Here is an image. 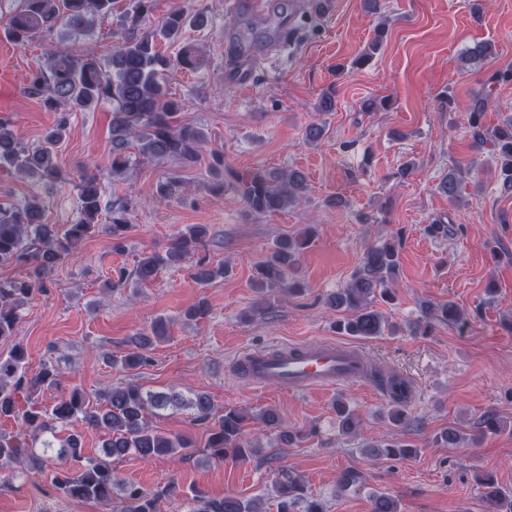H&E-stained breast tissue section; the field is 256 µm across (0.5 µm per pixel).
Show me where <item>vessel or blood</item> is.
Instances as JSON below:
<instances>
[{
	"mask_svg": "<svg viewBox=\"0 0 512 512\" xmlns=\"http://www.w3.org/2000/svg\"><path fill=\"white\" fill-rule=\"evenodd\" d=\"M365 363L361 350L328 341L252 352L241 357L237 365L253 385L273 378L284 389L303 393L363 379Z\"/></svg>",
	"mask_w": 512,
	"mask_h": 512,
	"instance_id": "vessel-or-blood-1",
	"label": "vessel or blood"
}]
</instances>
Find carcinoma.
Returning <instances> with one entry per match:
<instances>
[{"label": "carcinoma", "mask_w": 512, "mask_h": 512, "mask_svg": "<svg viewBox=\"0 0 512 512\" xmlns=\"http://www.w3.org/2000/svg\"><path fill=\"white\" fill-rule=\"evenodd\" d=\"M115 0H18L8 21L0 26V38L19 45H27L37 37L61 29L74 38L70 49L49 57L30 73L23 88L24 94L37 100L48 112L57 113L55 124L45 133L42 142L26 146L7 123L0 122V169L35 178L55 185L64 181L57 163V148L64 139L69 120L74 112H84L101 104L112 105V155L110 166L117 174L129 166L127 153L130 139L139 142L138 151L145 158H169L184 165L200 162L198 148L207 139L206 133L193 125L176 124L180 109L178 100L167 88L168 71L178 65L186 69L200 66L192 47H183L176 59L161 52L164 43L178 41L189 25L202 26L203 14H190L183 9L170 12L148 31H139V24L150 11L149 0H129L125 10L122 32L112 56L104 61L84 42L96 21L112 15ZM494 55L489 42L476 45L462 56V62ZM487 100L476 99L470 106L469 137L480 149L487 145L497 153L501 188L512 192V116L504 117L503 125L490 129L480 123ZM208 171L215 179L213 188L224 191V154L214 152ZM469 173L461 164H455L443 178L439 189L451 202L459 201L460 184ZM231 186L247 210L258 216H267L298 203L307 189L306 175L298 169L267 171L258 168L245 175L231 173ZM79 217L71 224L58 226L45 223V207L36 195L9 207H0V265L26 263L31 275L26 279L0 278V340L16 335L21 310L37 292L46 290V281L54 267L71 255L73 250L96 228L102 211V187L99 177L85 171L76 183ZM128 207L112 211L111 223L103 230L112 236L114 247L122 248V241L130 228ZM206 228L193 225L180 233L166 255L151 253L139 258L133 275L141 282L154 278L157 271L178 262L197 249ZM317 235L316 226L308 225L298 237H282L274 241L267 255L257 263L254 287L261 292L276 290L300 292L304 286L288 281V271L297 263ZM398 244L394 241L377 242L363 255L360 268L352 275L345 288L331 296L330 307L344 312L337 329L346 336L361 339L393 333L398 326L389 323L372 308L376 298L392 300L390 284L399 266ZM224 276V267L197 262L195 278L206 285ZM460 316L456 306L425 304L421 309L420 328L427 330L437 321L457 322ZM170 335V321L159 316L143 330L130 338L133 349L121 356H109L114 367L133 369L147 365L155 345ZM369 379L389 399L388 421L402 427L408 421L406 403L411 396L407 380L380 368L368 373ZM62 373L53 363H43L39 369L30 368L24 346L17 343L8 357L0 356V418H17L33 434L27 443L19 437L0 432V483H9L15 470H39L55 459L53 484L58 493L72 500H93L104 504L118 503L116 512H159V493L148 492L135 484L116 485L112 460L131 453L141 457L187 456L194 447L186 436H168L151 425L149 417L169 405L177 406L183 400L175 394L153 393L137 385L114 387L100 393L96 402L78 390L59 395L49 406L19 412L18 394L38 389H58ZM196 418H212L214 406L205 394H198L188 402ZM339 428L344 434H355L359 429V414L343 401L337 402ZM263 426L274 433L282 443H292L297 434L283 426L274 408L257 414ZM81 423L105 431L103 455L86 457L81 435L69 434L60 441L56 457L47 455L54 448L57 433ZM436 441L450 448L473 443L457 428H448ZM208 459L222 461L226 457L247 458L254 453L244 429V415L235 409H226L215 423V429L206 444ZM377 457L404 459L417 453L411 444L393 442L374 445ZM487 512H512V495L495 484L490 477L481 481ZM276 512H326L321 500L307 495L302 479L283 468L272 486ZM190 512H263L256 499H242L229 494L212 498L191 489L187 497ZM370 512H399L396 497L385 491L370 495Z\"/></svg>", "instance_id": "obj_1"}]
</instances>
